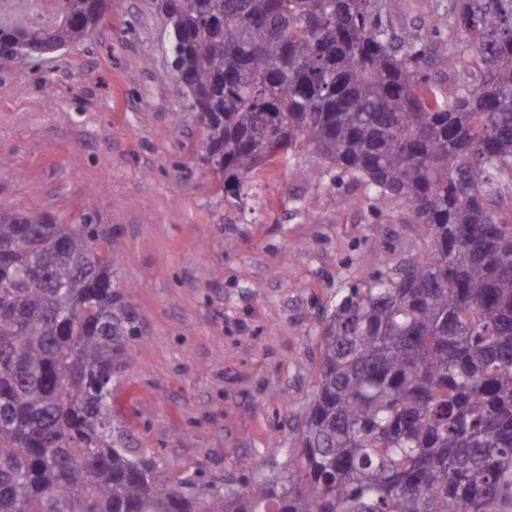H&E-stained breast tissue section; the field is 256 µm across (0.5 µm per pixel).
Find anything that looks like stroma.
I'll use <instances>...</instances> for the list:
<instances>
[{
    "mask_svg": "<svg viewBox=\"0 0 512 512\" xmlns=\"http://www.w3.org/2000/svg\"><path fill=\"white\" fill-rule=\"evenodd\" d=\"M201 140L151 0H112L83 44L0 69V205L111 229L137 329L112 414L161 476L202 487L287 473L324 312L422 239L400 205L312 180L309 151L227 193Z\"/></svg>",
    "mask_w": 512,
    "mask_h": 512,
    "instance_id": "35a3bbf8",
    "label": "stroma"
}]
</instances>
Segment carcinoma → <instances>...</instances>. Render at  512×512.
Returning a JSON list of instances; mask_svg holds the SVG:
<instances>
[{
	"mask_svg": "<svg viewBox=\"0 0 512 512\" xmlns=\"http://www.w3.org/2000/svg\"><path fill=\"white\" fill-rule=\"evenodd\" d=\"M49 28L0 19V68L86 40L112 0ZM153 0L224 186L310 149L423 228L317 333L296 470L224 491L162 478L112 420L135 327L112 232L0 206V512H512V0ZM448 77L441 91L431 70ZM439 1L441 0H408V2L401 3L399 6L406 13L405 19L407 17L408 21L436 25L439 22L436 12Z\"/></svg>",
	"mask_w": 512,
	"mask_h": 512,
	"instance_id": "carcinoma-1",
	"label": "carcinoma"
}]
</instances>
